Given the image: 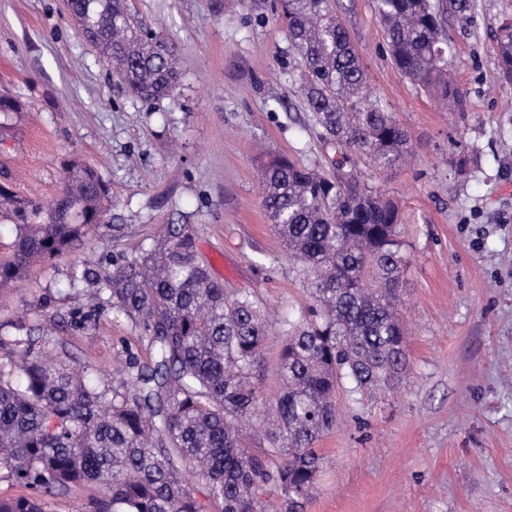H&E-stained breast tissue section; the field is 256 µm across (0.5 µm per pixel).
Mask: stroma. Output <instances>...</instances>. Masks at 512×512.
I'll use <instances>...</instances> for the list:
<instances>
[{"label": "stroma", "instance_id": "1", "mask_svg": "<svg viewBox=\"0 0 512 512\" xmlns=\"http://www.w3.org/2000/svg\"><path fill=\"white\" fill-rule=\"evenodd\" d=\"M127 3L183 61L181 87L153 110L82 38L65 0H0V94L26 105L0 120V181L50 202L62 162L76 159L112 196L88 237L0 290V336L19 323L52 328L50 350L101 383L128 356L148 361V347L108 310L85 329L65 324L95 286L71 288L73 271L108 272L163 225L189 224L227 292L298 319L311 297L267 219L261 167L285 154L330 174L337 158L304 103L278 0ZM438 3L448 64L467 91L461 112L397 72L378 0H336L367 91L413 145L396 168L359 163L400 208L409 365L377 399L339 389L306 512H512V82L495 54L512 0H470L464 13ZM457 143L470 157L462 176Z\"/></svg>", "mask_w": 512, "mask_h": 512}]
</instances>
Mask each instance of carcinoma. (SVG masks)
Segmentation results:
<instances>
[{
    "instance_id": "1",
    "label": "carcinoma",
    "mask_w": 512,
    "mask_h": 512,
    "mask_svg": "<svg viewBox=\"0 0 512 512\" xmlns=\"http://www.w3.org/2000/svg\"><path fill=\"white\" fill-rule=\"evenodd\" d=\"M302 60L300 90L321 138L378 168L412 152L393 113L366 94L362 62L336 17V0H280ZM72 19L127 91L151 108L172 96L182 68L174 45L131 13L127 0H68ZM395 68L450 110L466 91L441 57L434 0H379ZM498 67L512 82V24L495 36ZM62 196L44 205L0 184V223L13 225L0 257V288L99 227L109 191L91 167L63 162ZM263 206L313 305L282 324L278 396L260 408L262 352L271 322L247 293H228L201 258L189 224H168L145 250L97 279L69 323L86 328L108 307L141 332L151 361L129 356V379L99 384L38 345L48 334L0 336V480L25 493L0 512H44L45 498L101 485L87 512H305L336 426V390L360 398L397 388L407 368L399 306L407 258L395 203L351 172L336 176L278 155L264 165ZM262 428L273 450L249 447Z\"/></svg>"
}]
</instances>
